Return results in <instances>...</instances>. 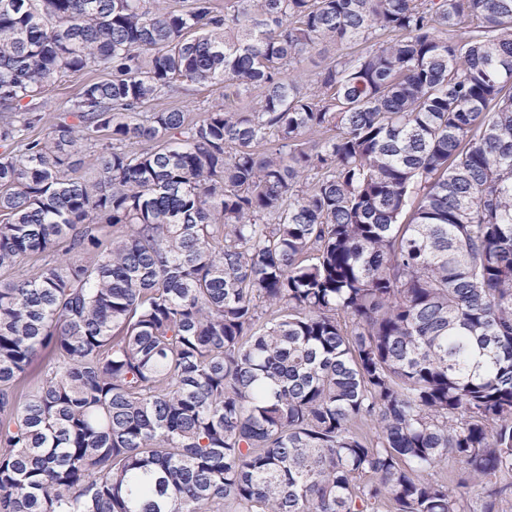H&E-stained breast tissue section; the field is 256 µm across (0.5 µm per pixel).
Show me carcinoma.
<instances>
[{
	"label": "carcinoma",
	"instance_id": "obj_1",
	"mask_svg": "<svg viewBox=\"0 0 512 512\" xmlns=\"http://www.w3.org/2000/svg\"><path fill=\"white\" fill-rule=\"evenodd\" d=\"M154 2L0 0V512H504L512 0ZM310 54H307L304 60L298 65L299 71L307 78L318 71L330 57L336 54V47L333 45L320 46ZM99 76H102L101 72L67 78L66 81L60 83L59 86L47 92L39 99V105L46 115V118L52 120V117L67 112L70 106V100L78 92L81 85L90 78ZM187 88L186 91L153 102L152 107L179 106L195 118L209 106L224 101V84L192 85Z\"/></svg>",
	"mask_w": 512,
	"mask_h": 512
}]
</instances>
